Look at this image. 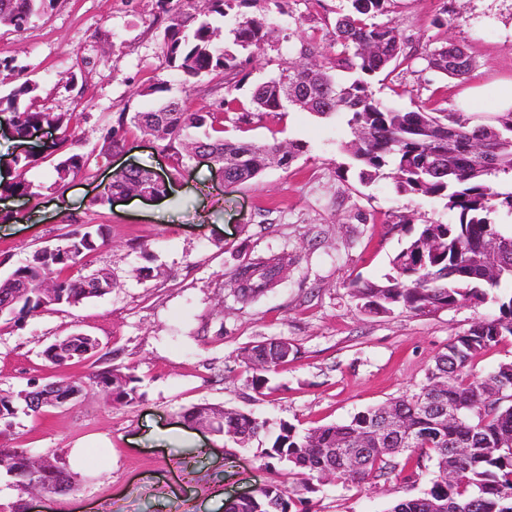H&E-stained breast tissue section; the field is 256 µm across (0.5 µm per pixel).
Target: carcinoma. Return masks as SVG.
Segmentation results:
<instances>
[{
  "instance_id": "cac0c4a2",
  "label": "carcinoma",
  "mask_w": 512,
  "mask_h": 512,
  "mask_svg": "<svg viewBox=\"0 0 512 512\" xmlns=\"http://www.w3.org/2000/svg\"><path fill=\"white\" fill-rule=\"evenodd\" d=\"M53 0H0V25L21 28L45 13ZM178 8L158 30V39L169 66L183 83H206L212 98L207 110H192L186 102L168 98L163 85L150 87L158 104L130 117L120 113L117 125L103 138L101 151L120 148L127 126L162 143V149L179 173L185 169L186 142L191 140L208 154L217 169L224 159L234 162L233 183L241 185L262 174L272 164L285 166L303 152L300 142L245 144L224 136V112L236 102L243 72L274 32L265 15L235 19L230 30L232 47L218 41L215 19L225 18L248 0H208L199 11L194 0H177ZM389 0H348L338 13L330 47L334 53L314 71L292 63L278 76L262 82L251 95L252 111L283 112L293 106L279 96L288 86L297 108L320 118L345 121L352 139L345 148L362 180L388 174L398 192L440 198L456 214L450 224H421L416 235L389 261V270L377 280L353 279L352 297L373 314L397 309L427 316L477 300L485 289L512 281V224H499L492 215L502 211L512 217V112H428L418 106L409 111L393 109L377 99L370 79L393 72L410 59L408 40L397 25L377 18L387 13ZM301 57L320 52L316 31L297 34ZM427 67L450 78L464 80L474 69L465 48L453 41L425 52ZM73 114L13 109L10 122L21 138L42 126L60 131V140L75 138L70 127ZM29 155L8 161L15 177L0 184V192L25 196L32 186L24 174ZM87 163L83 154L70 153L54 165L60 184ZM147 175L141 170L117 173L99 203L115 194L137 189ZM106 245L102 225L79 224L62 235L61 242L35 250L22 265L0 278V319L16 323L53 307L75 306L109 294L115 286L107 268H91L93 258ZM296 256L285 252L268 257L243 258L230 273L238 302L250 304L276 287L280 275ZM512 337V294L499 298L498 315L474 324L448 343L429 369L427 381L409 395L388 400L335 425L299 429L281 423L270 446L262 449L265 464H284L307 483L329 470L336 480L375 485L379 480L407 481L422 468L423 458L434 461L431 487L417 496L391 503L386 512H512V361L476 375L474 362ZM299 347L288 338L245 346L240 357L252 371L251 389L258 395L270 389L269 374L296 359ZM89 386L116 402L142 401L138 378L112 367L94 370ZM458 408L457 417L442 422L433 417L434 405ZM392 408L409 433L386 442L381 433L384 413ZM0 436L13 428L18 413L37 415L12 394L0 393ZM216 421L217 430L240 446H247L267 423L252 414L223 407L196 405L187 415ZM374 440L363 455V467L351 470L331 454L352 448L361 438ZM391 451H385V448ZM294 499L278 485L259 488L250 498L231 502L227 512H294Z\"/></svg>"
}]
</instances>
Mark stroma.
<instances>
[{
  "mask_svg": "<svg viewBox=\"0 0 512 512\" xmlns=\"http://www.w3.org/2000/svg\"><path fill=\"white\" fill-rule=\"evenodd\" d=\"M167 0H54L24 28L0 25V154L37 153L28 167L31 195L13 198L19 220L0 224V276L71 224L103 225L107 242L95 258L116 281L112 292L76 306L0 322V392L18 393L31 378L78 379L90 364L55 367L41 356L55 339L81 329L111 353L113 366L140 379L143 402L122 404L92 393L38 416H19L6 445L64 462L73 490L39 497L0 471V512H224L233 495L276 484L304 500V512H386L398 498L430 485L433 463L416 480L373 488L326 480L304 489L282 465L265 466V438L241 448L197 430L184 412L198 404L233 407L306 429L341 423L367 407L416 390L433 358L475 323L498 313L494 295L430 316L364 312L349 283L386 273L390 258L418 225L448 224L443 201L398 193L391 180L361 183L340 145L346 124L292 109L239 122L224 115L229 138L252 144L298 141L305 150L256 181L224 185L206 163L190 160L166 197L96 201L114 173L129 165L169 175L172 162L155 139L128 129L120 150L102 152L119 113L155 106L148 87L168 81L170 95L207 107L204 87L184 91L157 38ZM344 0H249L247 15L269 14L274 34L256 52L235 96L248 104L255 85L296 60L300 30L331 32ZM389 20L408 38L413 57L388 79H374L377 98L398 109L456 111L466 84L512 78V0H390ZM477 62L469 83L429 70L423 54L447 40ZM38 85L21 106L74 113L88 167L56 186L53 160L67 147L51 128L15 143L6 100L25 81ZM409 217L395 228L390 213ZM286 249L297 254L281 285L242 306L230 272L239 260ZM285 337L298 360L271 375V394H255L241 362L243 347ZM86 449L74 460L72 449Z\"/></svg>",
  "mask_w": 512,
  "mask_h": 512,
  "instance_id": "1",
  "label": "stroma"
}]
</instances>
